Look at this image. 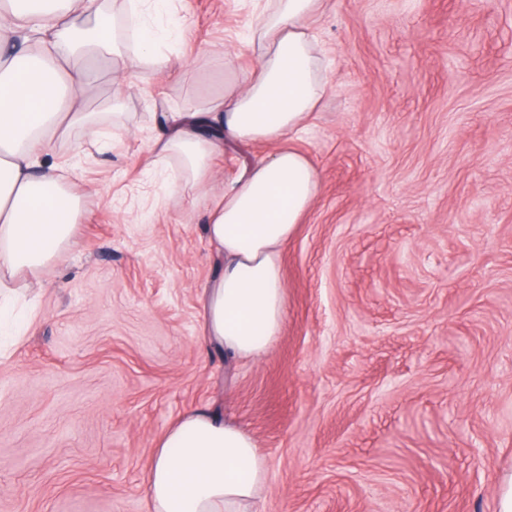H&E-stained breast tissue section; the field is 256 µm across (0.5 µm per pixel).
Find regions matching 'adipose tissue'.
<instances>
[{
  "label": "adipose tissue",
  "mask_w": 512,
  "mask_h": 512,
  "mask_svg": "<svg viewBox=\"0 0 512 512\" xmlns=\"http://www.w3.org/2000/svg\"><path fill=\"white\" fill-rule=\"evenodd\" d=\"M93 0H0V288L37 277L74 230L79 201L41 158L61 129L82 127L96 141L100 127L82 92L95 77L88 61L134 53L157 72L168 69L169 36L152 17L169 0L127 8L134 50L111 33ZM325 0H272L251 23L255 65L237 91L178 113L153 143L157 156L182 162L180 186L208 184L225 140L276 142L300 130L328 91L312 36ZM37 58L12 52L16 36ZM319 189L308 157L285 147L244 167L229 189L215 192L206 213L209 242L224 258L204 290L203 336L227 358L253 360L280 334L285 315L281 248ZM268 464L254 437L239 425L195 409L172 422L156 443L145 482L152 512H256Z\"/></svg>",
  "instance_id": "ef3b65f1"
}]
</instances>
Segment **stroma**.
Listing matches in <instances>:
<instances>
[{
	"mask_svg": "<svg viewBox=\"0 0 512 512\" xmlns=\"http://www.w3.org/2000/svg\"><path fill=\"white\" fill-rule=\"evenodd\" d=\"M263 0H172L155 18L188 76L106 64L80 129L44 159L80 198L36 319L0 331V512H150L144 475L180 414L250 432L259 512H498L512 474V0H327L331 86L294 137L318 194L282 248L281 333L227 363L202 337L219 257L211 191L267 158L228 141L209 186L173 191L152 143L232 91ZM227 56V65L216 62Z\"/></svg>",
	"mask_w": 512,
	"mask_h": 512,
	"instance_id": "35a3bbf8",
	"label": "stroma"
}]
</instances>
